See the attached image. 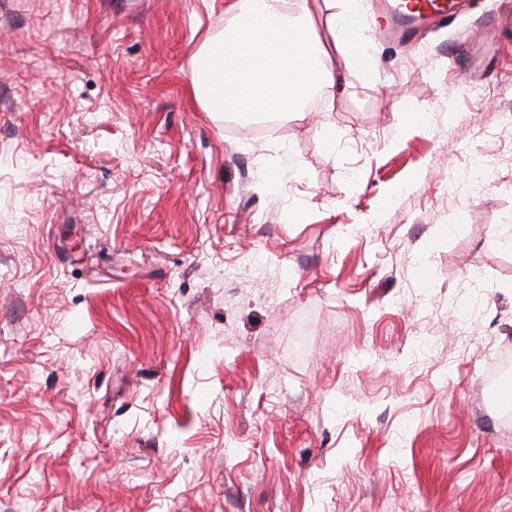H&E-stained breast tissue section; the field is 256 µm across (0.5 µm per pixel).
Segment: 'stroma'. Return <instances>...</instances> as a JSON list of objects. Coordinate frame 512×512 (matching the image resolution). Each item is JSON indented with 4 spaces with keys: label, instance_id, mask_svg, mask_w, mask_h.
Here are the masks:
<instances>
[{
    "label": "stroma",
    "instance_id": "stroma-1",
    "mask_svg": "<svg viewBox=\"0 0 512 512\" xmlns=\"http://www.w3.org/2000/svg\"><path fill=\"white\" fill-rule=\"evenodd\" d=\"M501 2L257 135L193 94L224 0H0V512H512Z\"/></svg>",
    "mask_w": 512,
    "mask_h": 512
}]
</instances>
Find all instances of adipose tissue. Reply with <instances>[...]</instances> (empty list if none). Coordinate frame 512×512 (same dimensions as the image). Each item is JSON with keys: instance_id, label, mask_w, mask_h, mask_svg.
Here are the masks:
<instances>
[{"instance_id": "ef3b65f1", "label": "adipose tissue", "mask_w": 512, "mask_h": 512, "mask_svg": "<svg viewBox=\"0 0 512 512\" xmlns=\"http://www.w3.org/2000/svg\"><path fill=\"white\" fill-rule=\"evenodd\" d=\"M328 2L336 15L321 31L311 9L295 12L293 0H226L230 25L206 37L194 56L203 70L194 85L202 108L285 118L302 111L313 93L333 87L335 60L372 74L364 38L336 23L351 17V0Z\"/></svg>"}]
</instances>
